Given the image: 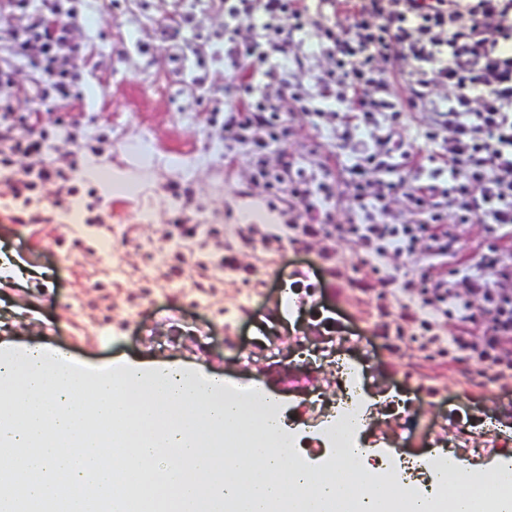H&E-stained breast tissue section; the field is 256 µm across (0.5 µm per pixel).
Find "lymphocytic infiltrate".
Wrapping results in <instances>:
<instances>
[{"label": "lymphocytic infiltrate", "mask_w": 512, "mask_h": 512, "mask_svg": "<svg viewBox=\"0 0 512 512\" xmlns=\"http://www.w3.org/2000/svg\"><path fill=\"white\" fill-rule=\"evenodd\" d=\"M19 20L0 31V193L12 204L17 224H36L40 189L57 184L65 196L81 191L73 168L44 161L17 168L19 157L44 153L47 133L36 132L41 110L80 98L68 62V33L75 16L62 0H0ZM224 12V61L232 78L224 86V134L248 143L256 179L271 198L302 204L295 242L342 233L361 253L357 284L391 290L395 281L378 264L389 252L415 253L424 245L444 253L453 239L449 223L485 225L487 242L477 265L465 270L423 269L407 281L433 317L405 315L408 326L432 330L435 316L454 320L453 346L461 360L507 371L512 351V266L501 262L504 227L512 226V0H210ZM289 26H281V19ZM256 22L255 35L236 36L240 22ZM331 59V70L313 88L295 85L276 59L302 67L306 43ZM36 77L24 88L16 65ZM402 86L404 95L393 92ZM300 112H328L343 105L344 135L355 139L347 183L352 222L336 224L328 205L335 187L290 166L268 169L264 155L282 142L287 120L281 98ZM426 112L428 152L411 154L392 136L368 142L380 114L397 121ZM430 170L428 180L405 186L398 170ZM389 173L387 193L372 194L371 177ZM95 196L94 187L83 189ZM405 193L414 220L392 225L382 219L388 193ZM463 278L479 306L455 311L450 289Z\"/></svg>", "instance_id": "1"}]
</instances>
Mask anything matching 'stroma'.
Returning <instances> with one entry per match:
<instances>
[{
	"label": "stroma",
	"instance_id": "35a3bbf8",
	"mask_svg": "<svg viewBox=\"0 0 512 512\" xmlns=\"http://www.w3.org/2000/svg\"><path fill=\"white\" fill-rule=\"evenodd\" d=\"M71 5L78 18L68 34L75 48L69 65L82 98L63 112H41L39 126L50 133L58 165L81 151L77 176L92 181L97 196L81 193L58 208L57 185H45L41 224L11 223L0 208V256L20 270L0 277V337L47 343L96 364L180 362L239 387L263 386L285 410L299 400L285 372L295 337L312 346L333 338L370 369L376 399L400 394L418 414L414 420L380 417L372 447L392 448L398 433L420 445L422 421L436 416L466 422L477 440L489 428L512 438V376L479 378L431 355L432 348H447L454 321L439 319L431 348L424 339L398 337L402 311L426 314L415 295L396 291L388 314H381L374 293L352 281L358 254L347 238L291 243L287 205L272 201L255 179L247 146L224 137L223 11L199 6L183 33L191 43L205 36L201 49L214 57L198 86L192 68L171 62V45L159 34L175 17L178 0H123L117 10L112 0ZM288 119V141L268 150V168L290 162L310 175L328 170L343 178L354 144L344 139L340 119L307 112ZM95 169L125 178L136 193L112 194L92 179ZM177 210L197 222L193 240L173 232L168 219ZM93 214L102 223H90ZM212 224L223 226V237H207ZM453 233L456 242L438 266L464 263L483 247L482 224H461ZM227 247L237 270L212 268L210 289L199 291L196 262ZM178 252L188 262L171 278L168 262ZM328 262L335 276L304 285L292 275ZM146 284L151 294L139 298ZM228 318L236 321L231 341L224 331ZM420 378L434 387L432 397L416 394Z\"/></svg>",
	"mask_w": 512,
	"mask_h": 512
}]
</instances>
